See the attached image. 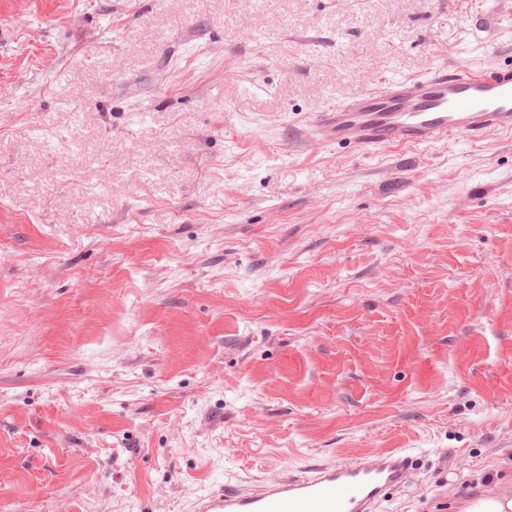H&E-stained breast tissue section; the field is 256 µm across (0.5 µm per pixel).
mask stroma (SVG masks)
<instances>
[{
  "mask_svg": "<svg viewBox=\"0 0 512 512\" xmlns=\"http://www.w3.org/2000/svg\"><path fill=\"white\" fill-rule=\"evenodd\" d=\"M442 62L512 65V0H0V512L383 448L379 512L512 494V133L304 136Z\"/></svg>",
  "mask_w": 512,
  "mask_h": 512,
  "instance_id": "1",
  "label": "stroma"
}]
</instances>
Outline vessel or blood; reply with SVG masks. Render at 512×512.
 I'll list each match as a JSON object with an SVG mask.
<instances>
[{"instance_id": "b4317fda", "label": "vessel or blood", "mask_w": 512, "mask_h": 512, "mask_svg": "<svg viewBox=\"0 0 512 512\" xmlns=\"http://www.w3.org/2000/svg\"><path fill=\"white\" fill-rule=\"evenodd\" d=\"M499 132H512V68L442 63L315 112L306 135L373 150ZM415 465L399 448L342 464H312L250 488L210 491L196 499L194 512H377L391 490L411 479Z\"/></svg>"}]
</instances>
